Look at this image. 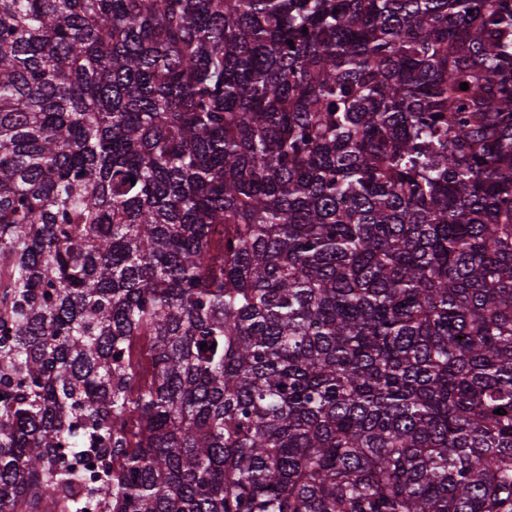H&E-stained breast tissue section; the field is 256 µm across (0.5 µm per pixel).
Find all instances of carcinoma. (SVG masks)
I'll return each instance as SVG.
<instances>
[{"label": "carcinoma", "mask_w": 512, "mask_h": 512, "mask_svg": "<svg viewBox=\"0 0 512 512\" xmlns=\"http://www.w3.org/2000/svg\"><path fill=\"white\" fill-rule=\"evenodd\" d=\"M44 503L512 512V0H0V512Z\"/></svg>", "instance_id": "obj_1"}]
</instances>
